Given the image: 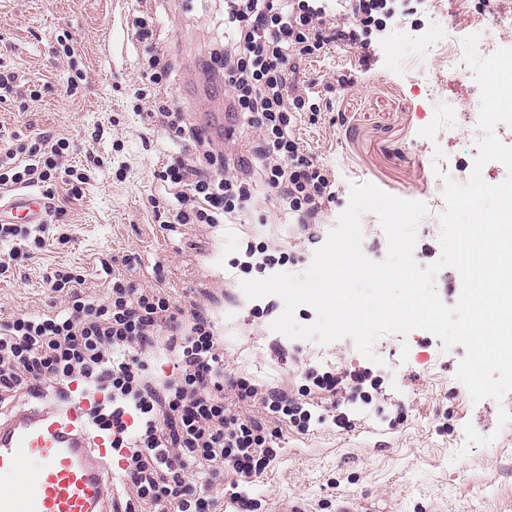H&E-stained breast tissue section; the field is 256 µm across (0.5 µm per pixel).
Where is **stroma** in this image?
<instances>
[{
	"label": "stroma",
	"instance_id": "1",
	"mask_svg": "<svg viewBox=\"0 0 512 512\" xmlns=\"http://www.w3.org/2000/svg\"><path fill=\"white\" fill-rule=\"evenodd\" d=\"M395 24L374 43L371 54L330 43L302 63L294 76L300 88L319 97L320 114L302 113L296 133L314 160L335 175L336 199L327 210L329 233L349 202V185L369 182L399 198L420 200L429 213L420 222L414 258L420 266L440 254L438 216L446 203L433 173L434 152L467 181L478 154L479 128L449 126V107L476 106L480 88L426 53L434 37L417 0H404ZM436 11L461 34L482 17L480 42L512 48V0H436ZM153 18L154 44L172 67L169 93L186 122L207 125L208 112L224 100L221 83L208 80L201 65L224 41V0H0V62L17 68L38 86L25 108L0 102V126L14 134L20 152L44 133L67 138L69 164L94 153L96 168L80 199L68 198L62 183L53 190L64 210L46 225L44 251L13 254L0 241V261L16 268L0 279V314L50 310L61 302L44 281L47 269L67 266L88 287L103 291L101 256L129 262L137 284L151 286L163 266L164 288L185 308H198L217 323L227 371L271 386L296 388L307 369L371 368L382 382L371 404L344 402L356 421L351 430L325 422L306 433L283 427L282 451L253 482L249 494L257 512L289 502L304 512H512V423L499 425L498 411L512 412V393L503 401L473 402L455 373L462 345L444 347L422 329L387 335L374 345L381 364H369L353 340L322 345L292 340L271 330L283 302L268 296L238 304L240 280L227 262L258 223L216 227L167 226L154 219L153 202L168 194L155 173L182 142L160 131L138 109L135 92L147 84L143 46L132 35L138 11ZM69 37L66 57L60 37ZM79 69L75 95L66 78ZM346 86L326 90L336 72ZM262 216L292 253L290 273L306 270L317 249L292 234L288 218L272 204ZM484 436L485 446H467L465 425ZM465 457H458L459 449Z\"/></svg>",
	"mask_w": 512,
	"mask_h": 512
}]
</instances>
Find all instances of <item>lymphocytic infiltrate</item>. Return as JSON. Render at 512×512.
<instances>
[{
	"label": "lymphocytic infiltrate",
	"instance_id": "lymphocytic-infiltrate-1",
	"mask_svg": "<svg viewBox=\"0 0 512 512\" xmlns=\"http://www.w3.org/2000/svg\"><path fill=\"white\" fill-rule=\"evenodd\" d=\"M345 11L347 21L338 23L326 0H224V47L203 66L224 84L218 155L213 138L173 107L165 90L168 60L150 53L147 114L196 149L156 173L174 191L167 223L234 224L268 198L302 229L318 223L335 180L296 134L297 112L318 106L290 85L289 75L332 42L368 50L372 35L395 17L396 0H345ZM69 147L66 138L37 134L25 160L0 164V186L58 180L69 198H79L89 176L64 165ZM99 264L108 278L105 294L56 269L46 281L61 296L60 308L0 318V410L66 397L76 381L103 390L106 401L87 421L91 433L112 435L119 453L112 512H216L209 490L221 483L235 512H251L245 489L277 459L280 424L308 432L316 400L339 407L366 381L363 371L316 374L295 397L232 376L210 318L184 311L164 288L137 286L112 257ZM161 347L172 366L167 374L152 368Z\"/></svg>",
	"mask_w": 512,
	"mask_h": 512
}]
</instances>
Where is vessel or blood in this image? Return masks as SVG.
Instances as JSON below:
<instances>
[{
  "instance_id": "b4317fda",
  "label": "vessel or blood",
  "mask_w": 512,
  "mask_h": 512,
  "mask_svg": "<svg viewBox=\"0 0 512 512\" xmlns=\"http://www.w3.org/2000/svg\"><path fill=\"white\" fill-rule=\"evenodd\" d=\"M37 192L0 195L1 224H39ZM69 400L0 421V512H111L112 438H88L86 415L103 393L75 385Z\"/></svg>"
}]
</instances>
